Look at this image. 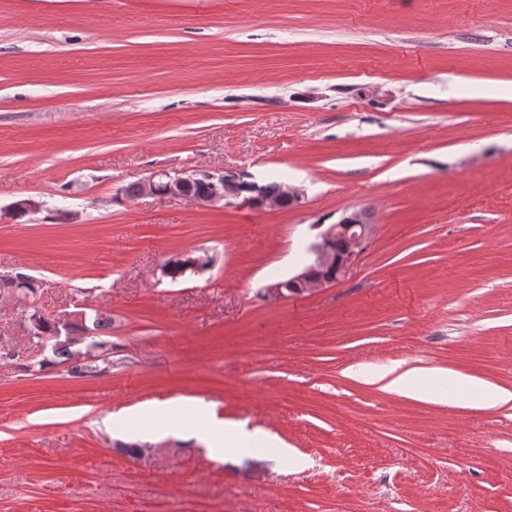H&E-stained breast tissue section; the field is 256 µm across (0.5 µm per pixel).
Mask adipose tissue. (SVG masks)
Listing matches in <instances>:
<instances>
[{
	"mask_svg": "<svg viewBox=\"0 0 512 512\" xmlns=\"http://www.w3.org/2000/svg\"><path fill=\"white\" fill-rule=\"evenodd\" d=\"M123 422L137 424L138 438L143 442H152L167 434L185 439L206 435L211 454L219 459L245 447L267 448L272 444L266 434L251 432L243 426L218 419L203 402L192 399L128 407L103 420L109 428L118 427Z\"/></svg>",
	"mask_w": 512,
	"mask_h": 512,
	"instance_id": "adipose-tissue-1",
	"label": "adipose tissue"
}]
</instances>
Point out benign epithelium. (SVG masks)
<instances>
[{
	"label": "benign epithelium",
	"instance_id": "1",
	"mask_svg": "<svg viewBox=\"0 0 512 512\" xmlns=\"http://www.w3.org/2000/svg\"><path fill=\"white\" fill-rule=\"evenodd\" d=\"M205 179L223 187L222 193L198 201L200 205L222 201L234 204L238 201L258 208H278L281 202L288 199L299 204L304 199L303 189L284 184L280 195L267 196L261 185L243 174L230 175L224 170H188L172 173L161 168L151 172L144 180L137 183V191L141 196L159 194V187H164V195L174 199L185 197V188L198 180ZM370 217L363 210L354 211L343 216L338 222L329 225L322 231L317 241L311 246L314 260L305 264L291 280L312 291L330 284L325 277L324 269L332 264L338 266L336 280H341L354 264L359 253L369 243L373 235V227L369 225ZM91 337L87 326V313L78 311L68 314L58 321L53 332L39 337L43 348L55 349L63 344H74L77 340Z\"/></svg>",
	"mask_w": 512,
	"mask_h": 512
}]
</instances>
